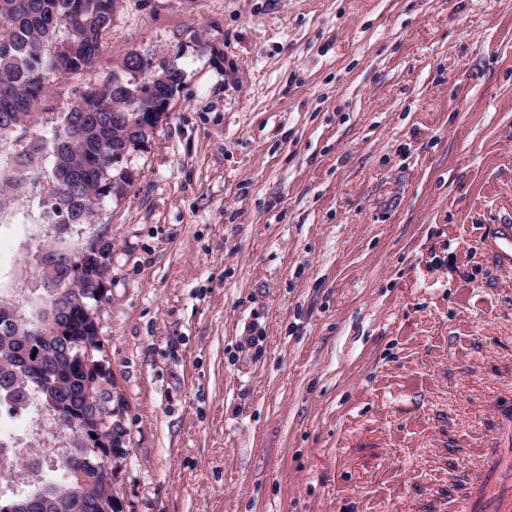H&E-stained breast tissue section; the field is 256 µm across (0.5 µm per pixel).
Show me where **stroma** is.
Segmentation results:
<instances>
[{
	"label": "stroma",
	"mask_w": 512,
	"mask_h": 512,
	"mask_svg": "<svg viewBox=\"0 0 512 512\" xmlns=\"http://www.w3.org/2000/svg\"><path fill=\"white\" fill-rule=\"evenodd\" d=\"M183 77L127 193L0 206V303L112 241L98 318L124 402L123 512H465L512 498V0H119ZM0 496L57 475L53 411L0 409ZM34 455L29 468L12 449Z\"/></svg>",
	"instance_id": "obj_1"
}]
</instances>
